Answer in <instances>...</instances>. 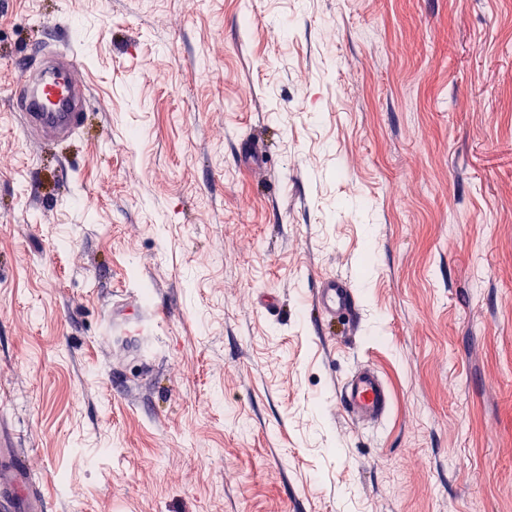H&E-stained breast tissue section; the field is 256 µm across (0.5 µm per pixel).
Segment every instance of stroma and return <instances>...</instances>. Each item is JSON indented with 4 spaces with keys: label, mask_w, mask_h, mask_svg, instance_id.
I'll return each mask as SVG.
<instances>
[{
    "label": "stroma",
    "mask_w": 512,
    "mask_h": 512,
    "mask_svg": "<svg viewBox=\"0 0 512 512\" xmlns=\"http://www.w3.org/2000/svg\"><path fill=\"white\" fill-rule=\"evenodd\" d=\"M62 30L91 98L36 141ZM0 440L51 512H512V0H0ZM66 41L49 48L52 64L46 69H28L18 77L13 96L27 132L32 128L48 137L65 138L81 128L88 89H77L71 81L70 71L80 59L60 48ZM312 308L324 322L343 319L350 325L356 312V297L349 281L338 275L321 277L314 288ZM159 316L157 310H145L136 295L126 294L113 301L104 317V327L113 340L119 341L129 351L140 350V336ZM339 402L356 422L378 421L386 416L391 395L382 377L371 368L353 372L339 391Z\"/></svg>",
    "instance_id": "1"
}]
</instances>
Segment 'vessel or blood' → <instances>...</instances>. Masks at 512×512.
I'll list each match as a JSON object with an SVG mask.
<instances>
[{
    "instance_id": "vessel-or-blood-1",
    "label": "vessel or blood",
    "mask_w": 512,
    "mask_h": 512,
    "mask_svg": "<svg viewBox=\"0 0 512 512\" xmlns=\"http://www.w3.org/2000/svg\"><path fill=\"white\" fill-rule=\"evenodd\" d=\"M79 63L77 54L57 47L51 51L47 68H32L19 76L14 99L26 128L54 138L69 137L80 130L87 92L76 88L70 78ZM312 308L327 323L353 320L356 297L349 281L338 275L320 278ZM156 317V311L144 309L137 296L128 294L113 302L104 317V327L114 340L136 352L141 335ZM339 402L352 420L375 422L388 413L391 395L378 372L361 368L342 385ZM0 512H48L45 493L31 485L22 461L0 466Z\"/></svg>"
}]
</instances>
